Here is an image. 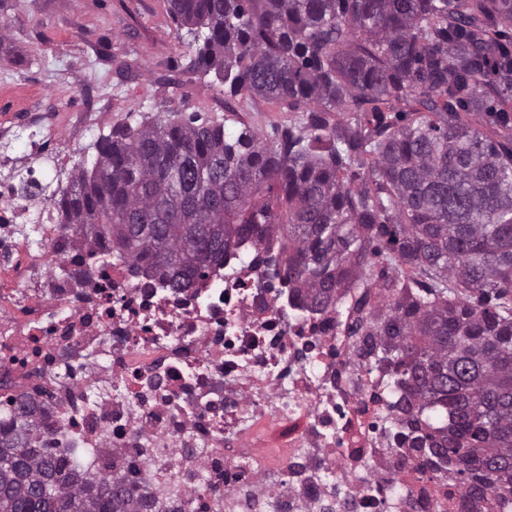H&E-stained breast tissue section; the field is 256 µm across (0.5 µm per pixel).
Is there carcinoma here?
Masks as SVG:
<instances>
[{
    "mask_svg": "<svg viewBox=\"0 0 512 512\" xmlns=\"http://www.w3.org/2000/svg\"><path fill=\"white\" fill-rule=\"evenodd\" d=\"M195 44L191 66L224 95L305 114L269 144L246 124L174 114L115 124L50 196L86 243L112 245L173 288L241 242L277 236L288 282L316 310L370 288L387 238L377 361L402 390L424 461L454 463L489 512H512V153L463 112H494L512 59L495 57L512 0H167ZM371 106L370 128L328 113ZM412 117L385 120L379 105ZM369 164L372 187L344 171ZM33 401L0 423V512H154L123 474L91 478L51 447Z\"/></svg>",
    "mask_w": 512,
    "mask_h": 512,
    "instance_id": "cac0c4a2",
    "label": "carcinoma"
}]
</instances>
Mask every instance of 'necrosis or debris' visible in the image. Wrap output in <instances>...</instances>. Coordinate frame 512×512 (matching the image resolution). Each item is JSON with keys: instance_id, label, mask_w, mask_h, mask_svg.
<instances>
[{"instance_id": "4bbe7bcc", "label": "necrosis or debris", "mask_w": 512, "mask_h": 512, "mask_svg": "<svg viewBox=\"0 0 512 512\" xmlns=\"http://www.w3.org/2000/svg\"><path fill=\"white\" fill-rule=\"evenodd\" d=\"M31 104L0 121V405L35 399L55 445L96 477L136 470L168 512H487L398 440L371 301L310 310L275 237L244 242L192 287L96 262L15 192Z\"/></svg>"}]
</instances>
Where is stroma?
<instances>
[{"label": "stroma", "mask_w": 512, "mask_h": 512, "mask_svg": "<svg viewBox=\"0 0 512 512\" xmlns=\"http://www.w3.org/2000/svg\"><path fill=\"white\" fill-rule=\"evenodd\" d=\"M0 21L9 27L0 40V82L40 73L31 94L54 110L38 174L44 182L54 170L71 172L114 124L151 119L159 109L244 122L270 140L292 118L277 102L226 101L214 75L190 71L194 51L177 36L166 0H0ZM92 53L100 61L93 77L108 103L82 141L68 142L64 116L80 105L82 90L59 82L57 75L81 71Z\"/></svg>", "instance_id": "obj_1"}]
</instances>
